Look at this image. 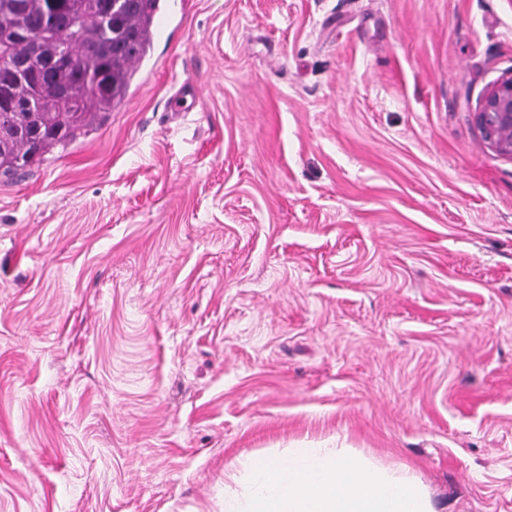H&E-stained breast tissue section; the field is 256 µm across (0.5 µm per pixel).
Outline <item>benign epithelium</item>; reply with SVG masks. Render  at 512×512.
Returning a JSON list of instances; mask_svg holds the SVG:
<instances>
[{
	"instance_id": "7a95c632",
	"label": "benign epithelium",
	"mask_w": 512,
	"mask_h": 512,
	"mask_svg": "<svg viewBox=\"0 0 512 512\" xmlns=\"http://www.w3.org/2000/svg\"><path fill=\"white\" fill-rule=\"evenodd\" d=\"M474 120L486 143L512 157V74L492 85L480 101Z\"/></svg>"
}]
</instances>
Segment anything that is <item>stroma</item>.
Instances as JSON below:
<instances>
[{
    "mask_svg": "<svg viewBox=\"0 0 512 512\" xmlns=\"http://www.w3.org/2000/svg\"><path fill=\"white\" fill-rule=\"evenodd\" d=\"M510 73L512 0H184L0 183V512H224L302 447L512 512ZM474 120L486 143L512 157V74L492 85L480 101Z\"/></svg>",
    "mask_w": 512,
    "mask_h": 512,
    "instance_id": "obj_1",
    "label": "stroma"
}]
</instances>
